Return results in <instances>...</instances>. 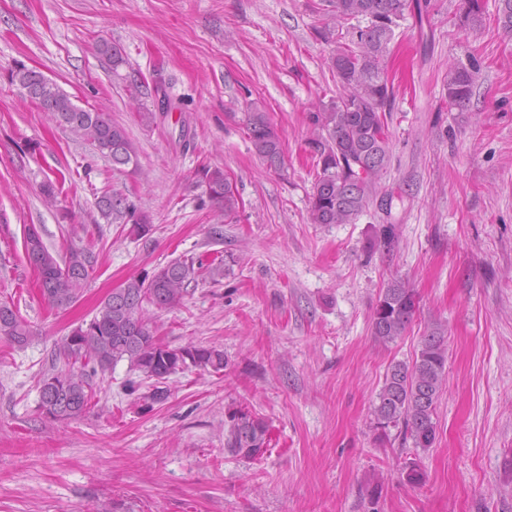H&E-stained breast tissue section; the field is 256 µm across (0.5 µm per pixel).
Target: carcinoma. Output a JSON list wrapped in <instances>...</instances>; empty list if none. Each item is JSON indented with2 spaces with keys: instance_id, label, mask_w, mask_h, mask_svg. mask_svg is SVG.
I'll list each match as a JSON object with an SVG mask.
<instances>
[{
  "instance_id": "cac0c4a2",
  "label": "carcinoma",
  "mask_w": 512,
  "mask_h": 512,
  "mask_svg": "<svg viewBox=\"0 0 512 512\" xmlns=\"http://www.w3.org/2000/svg\"><path fill=\"white\" fill-rule=\"evenodd\" d=\"M407 8L406 0H328L325 16L336 36L330 57L340 83L336 98L309 115L311 153L318 158L313 190L309 196V218L313 224H352L374 201L379 181L390 159L385 107L391 101L386 53ZM365 20L367 25L351 21ZM481 21L479 0H461L460 22L468 28ZM96 51L112 69L123 64L119 50L106 41ZM475 63L448 67V108L463 110L470 103L475 81ZM10 83L18 85L29 99L57 125L77 139L92 145L115 168L137 166L136 149L125 127L107 112L85 109L42 73L18 63L8 71ZM245 126L255 153L270 169L284 166L280 137L267 113H246ZM199 182L210 201L224 216L236 214L238 199L230 180L220 169L204 168ZM108 220L132 225L137 236L150 231L149 217L121 194L104 193L97 202ZM395 225L382 227L373 241L378 250H391ZM25 241L34 242L29 262L40 275L41 292L48 304L66 309L79 297L89 271L97 263L87 247L73 246L59 259L44 245L38 231L30 227ZM212 282L224 277V260L207 266L193 259H176L139 277L127 280L104 299L89 322L75 327L54 345L55 360L63 368L43 377L39 407L52 421H72L85 416L94 405L92 377L105 374L126 360L141 375L157 383L190 368L224 371V351L216 346L189 344L172 349L155 336L144 305L174 309L184 304L188 287L202 277ZM419 308L415 289L396 278L380 293L371 317V334L382 344L403 335ZM0 336L24 346L32 332L12 302H0ZM447 328L436 324L423 337L409 361L392 363L373 408L378 438L401 427L403 438L422 450L433 447L437 435V407L447 383ZM226 446L246 459L262 456L269 445L266 420L246 408H230Z\"/></svg>"
}]
</instances>
